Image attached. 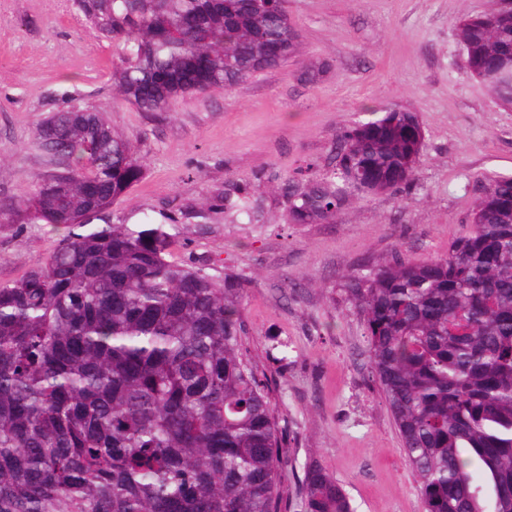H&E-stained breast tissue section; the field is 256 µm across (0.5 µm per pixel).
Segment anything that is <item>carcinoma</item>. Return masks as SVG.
Instances as JSON below:
<instances>
[{
    "instance_id": "obj_1",
    "label": "carcinoma",
    "mask_w": 512,
    "mask_h": 512,
    "mask_svg": "<svg viewBox=\"0 0 512 512\" xmlns=\"http://www.w3.org/2000/svg\"><path fill=\"white\" fill-rule=\"evenodd\" d=\"M123 46L124 99L162 112L288 62L299 33L284 0H73ZM469 72L512 103V0L464 18ZM416 116L370 112L344 128L332 168L288 182L297 224L405 193L422 150ZM67 164L14 224L68 234L0 286V512H282L272 378L244 346L242 288L166 258L159 228L100 223L143 177L130 142L72 105L38 130ZM368 369L418 478L423 512H512V176L489 179L470 229L426 260L395 253L345 285ZM304 512H353L317 464Z\"/></svg>"
}]
</instances>
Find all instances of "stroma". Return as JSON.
<instances>
[{"label": "stroma", "mask_w": 512, "mask_h": 512, "mask_svg": "<svg viewBox=\"0 0 512 512\" xmlns=\"http://www.w3.org/2000/svg\"><path fill=\"white\" fill-rule=\"evenodd\" d=\"M493 4L286 0L300 34L287 63L230 91L141 112L112 86L120 46L99 38L70 0H0V204L26 199L37 178L59 170L36 132L67 102L132 140L144 177L104 220L162 228L170 260L241 282L243 341L276 381L272 403L288 423L279 468L288 512H303L299 487L312 461L355 512H423L343 286L397 250L415 260L444 254L489 178L512 175V109L466 70L457 37L461 19ZM322 62L317 83L300 81ZM392 105L413 112L424 135L412 193L352 201L327 224L290 223L288 180L307 168L326 173L338 131ZM66 233L0 223V286L42 264Z\"/></svg>", "instance_id": "obj_1"}]
</instances>
